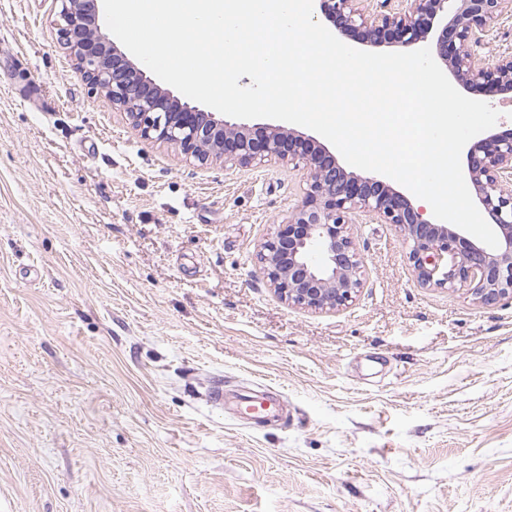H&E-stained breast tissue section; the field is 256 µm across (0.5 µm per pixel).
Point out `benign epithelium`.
<instances>
[{"label": "benign epithelium", "mask_w": 512, "mask_h": 512, "mask_svg": "<svg viewBox=\"0 0 512 512\" xmlns=\"http://www.w3.org/2000/svg\"><path fill=\"white\" fill-rule=\"evenodd\" d=\"M58 33L90 88L112 100L146 141L178 149L201 165L262 166L281 163L307 171L300 204L276 225L255 254L266 283L295 306L336 311L364 287L363 257L349 225L363 214L398 231L409 248L417 281L439 288L471 287L478 302L512 301V132L493 133L466 154V178L477 205L499 229L498 247L433 224L409 199L371 175L347 171L319 141L280 126L230 123L191 106L162 87L102 32L97 0H58ZM320 22L330 32L357 30L366 42L409 50L427 41L434 25L437 56L456 82L512 91V52L489 61L483 38L512 18V0H404L401 9L380 0H318ZM320 252V261L313 253Z\"/></svg>", "instance_id": "1"}]
</instances>
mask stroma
I'll return each mask as SVG.
<instances>
[{
  "label": "stroma",
  "instance_id": "stroma-1",
  "mask_svg": "<svg viewBox=\"0 0 512 512\" xmlns=\"http://www.w3.org/2000/svg\"><path fill=\"white\" fill-rule=\"evenodd\" d=\"M59 10L0 0V512H512V301L420 285L365 216L353 302L281 301L255 251L305 170L143 140ZM239 405L244 414L255 420L266 419L278 410L276 400L265 397L257 398L249 394L240 395Z\"/></svg>",
  "mask_w": 512,
  "mask_h": 512
}]
</instances>
